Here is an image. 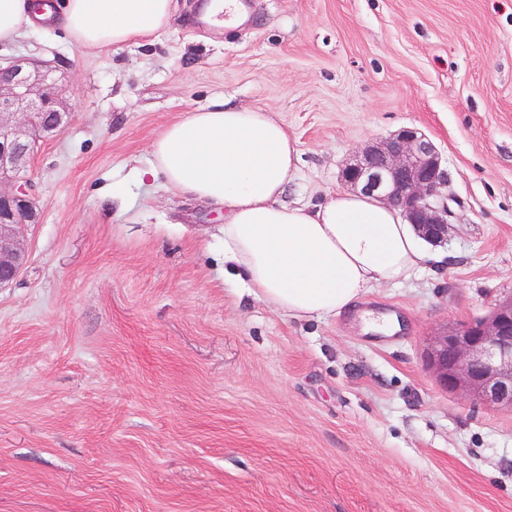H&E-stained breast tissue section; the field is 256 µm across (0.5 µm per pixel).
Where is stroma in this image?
I'll list each match as a JSON object with an SVG mask.
<instances>
[{
    "label": "stroma",
    "mask_w": 512,
    "mask_h": 512,
    "mask_svg": "<svg viewBox=\"0 0 512 512\" xmlns=\"http://www.w3.org/2000/svg\"><path fill=\"white\" fill-rule=\"evenodd\" d=\"M208 3L177 0L146 46L86 53L50 24L0 44L55 66L71 112L31 162L38 221L0 288V512H512V411L426 360L437 329L512 296V0H253L246 31ZM216 100L296 140L290 202L425 131L443 263L299 321L225 279L223 211L160 177L109 194Z\"/></svg>",
    "instance_id": "stroma-1"
}]
</instances>
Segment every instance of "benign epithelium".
<instances>
[{
    "label": "benign epithelium",
    "instance_id": "obj_1",
    "mask_svg": "<svg viewBox=\"0 0 512 512\" xmlns=\"http://www.w3.org/2000/svg\"><path fill=\"white\" fill-rule=\"evenodd\" d=\"M33 59L0 61V288L26 261L19 229L38 223L31 160L41 140L57 135L70 109L52 78ZM343 181L399 209L416 233L438 245L448 238L447 171L433 141L406 128L365 148ZM428 365L440 387L491 409L512 410V299L487 317L450 324L433 337Z\"/></svg>",
    "mask_w": 512,
    "mask_h": 512
}]
</instances>
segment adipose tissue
Returning a JSON list of instances; mask_svg holds the SVG:
<instances>
[{"mask_svg":"<svg viewBox=\"0 0 512 512\" xmlns=\"http://www.w3.org/2000/svg\"><path fill=\"white\" fill-rule=\"evenodd\" d=\"M66 40L87 52L143 45L169 27L174 0H56ZM37 0H0V43L34 29ZM299 150L272 114L222 102L169 123L135 180L162 175L178 193L224 210V275L297 319L353 308L379 283L433 261L400 211L360 193L286 203Z\"/></svg>","mask_w":512,"mask_h":512,"instance_id":"ef3b65f1","label":"adipose tissue"}]
</instances>
